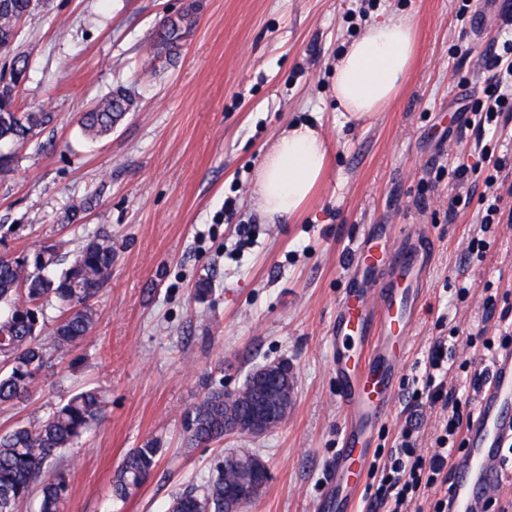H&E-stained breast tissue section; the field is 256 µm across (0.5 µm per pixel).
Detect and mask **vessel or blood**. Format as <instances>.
I'll return each mask as SVG.
<instances>
[{"label": "vessel or blood", "mask_w": 512, "mask_h": 512, "mask_svg": "<svg viewBox=\"0 0 512 512\" xmlns=\"http://www.w3.org/2000/svg\"><path fill=\"white\" fill-rule=\"evenodd\" d=\"M431 260L430 246L417 235L391 250L367 242L357 251V268L378 273L381 286L375 292L346 289L332 325L345 418L323 500L329 512H350L361 492L373 434L391 411L405 342L422 310ZM511 437L512 348H507L495 359L491 380L467 423L466 452L450 489L452 512H474L477 500L499 485L494 461Z\"/></svg>", "instance_id": "1"}]
</instances>
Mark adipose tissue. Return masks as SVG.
<instances>
[{
    "label": "adipose tissue",
    "instance_id": "obj_1",
    "mask_svg": "<svg viewBox=\"0 0 512 512\" xmlns=\"http://www.w3.org/2000/svg\"><path fill=\"white\" fill-rule=\"evenodd\" d=\"M416 26L409 17L370 24L336 64V109L350 122L375 116L397 95L413 62ZM328 143L308 123H293L259 163L251 201L270 219L289 220L308 205L327 175Z\"/></svg>",
    "mask_w": 512,
    "mask_h": 512
}]
</instances>
